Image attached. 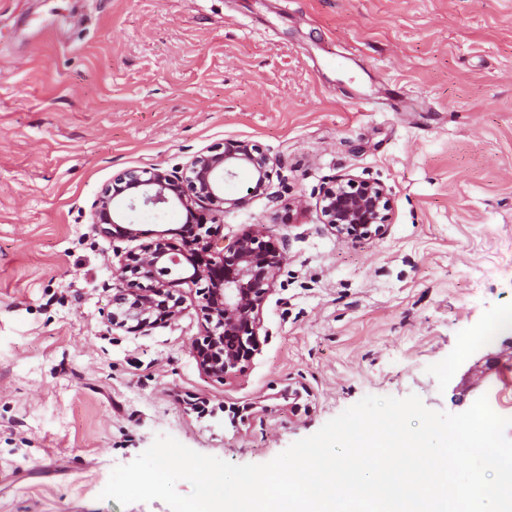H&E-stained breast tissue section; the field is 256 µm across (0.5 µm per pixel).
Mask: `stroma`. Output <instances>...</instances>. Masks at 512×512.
Masks as SVG:
<instances>
[{"instance_id": "obj_1", "label": "stroma", "mask_w": 512, "mask_h": 512, "mask_svg": "<svg viewBox=\"0 0 512 512\" xmlns=\"http://www.w3.org/2000/svg\"><path fill=\"white\" fill-rule=\"evenodd\" d=\"M231 138L274 174L218 231L288 259L223 381L195 357L197 286L174 321L111 323L113 264L179 242L184 212L138 210L134 240L91 217L120 172ZM347 175L387 187L383 238L321 223ZM506 240L512 0H0V512H170L99 494L157 436L264 464L368 395L512 419V275L485 271Z\"/></svg>"}]
</instances>
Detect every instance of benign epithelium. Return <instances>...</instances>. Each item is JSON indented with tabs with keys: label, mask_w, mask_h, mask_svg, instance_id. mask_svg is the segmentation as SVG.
I'll return each instance as SVG.
<instances>
[{
	"label": "benign epithelium",
	"mask_w": 512,
	"mask_h": 512,
	"mask_svg": "<svg viewBox=\"0 0 512 512\" xmlns=\"http://www.w3.org/2000/svg\"><path fill=\"white\" fill-rule=\"evenodd\" d=\"M245 170L255 187L272 176L270 158L257 146L226 140L195 155L180 175L160 168L130 169L105 185L94 205L92 224L110 237L135 239L132 213L137 205L155 211L179 208L185 223L205 229L195 240L176 245L164 239L112 266L117 282L112 295V326L144 330L180 314L182 300L174 286H199V310L209 324L194 350L199 367L223 381L243 374L259 345L263 305L287 259L286 246L250 231L231 240L206 227L216 223L224 207L244 198L224 197L226 180ZM322 223L341 242L379 239L392 219L386 188L378 182L345 176L320 198Z\"/></svg>",
	"instance_id": "benign-epithelium-1"
}]
</instances>
